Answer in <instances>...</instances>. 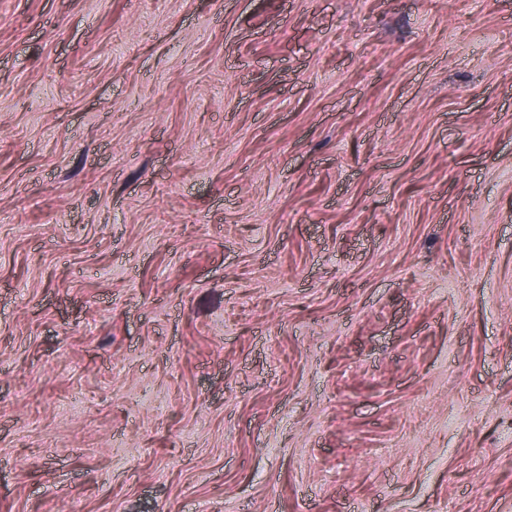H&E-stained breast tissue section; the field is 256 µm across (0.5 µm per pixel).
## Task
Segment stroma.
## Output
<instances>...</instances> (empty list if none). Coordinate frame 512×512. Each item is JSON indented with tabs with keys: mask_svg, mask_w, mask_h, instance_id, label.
Masks as SVG:
<instances>
[{
	"mask_svg": "<svg viewBox=\"0 0 512 512\" xmlns=\"http://www.w3.org/2000/svg\"><path fill=\"white\" fill-rule=\"evenodd\" d=\"M0 512H512V0H0Z\"/></svg>",
	"mask_w": 512,
	"mask_h": 512,
	"instance_id": "obj_1",
	"label": "stroma"
}]
</instances>
